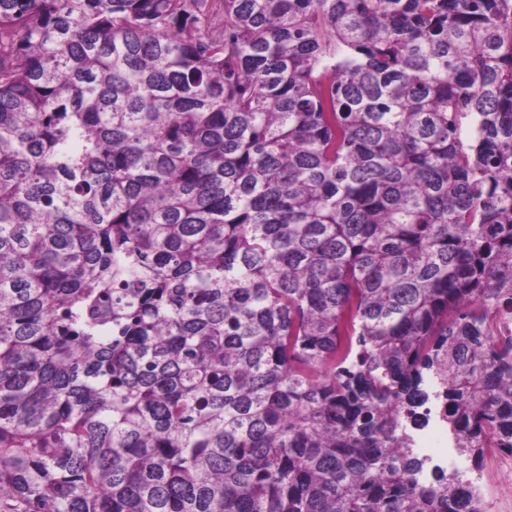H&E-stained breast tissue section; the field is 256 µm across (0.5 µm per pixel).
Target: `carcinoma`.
Wrapping results in <instances>:
<instances>
[{
    "instance_id": "carcinoma-1",
    "label": "carcinoma",
    "mask_w": 512,
    "mask_h": 512,
    "mask_svg": "<svg viewBox=\"0 0 512 512\" xmlns=\"http://www.w3.org/2000/svg\"><path fill=\"white\" fill-rule=\"evenodd\" d=\"M496 321L512 0H0V512H485ZM445 411V402L433 400L429 405V412L427 413L423 426L415 428L418 434L414 436V448H416L419 455L427 458L428 462L431 464L430 475H432L435 470L444 473L448 471V474L456 473L448 469V458L454 447L451 442H448V438L446 437L445 439L443 435L444 432H446V434L448 433V424L443 420ZM430 448L436 449L431 452Z\"/></svg>"
}]
</instances>
